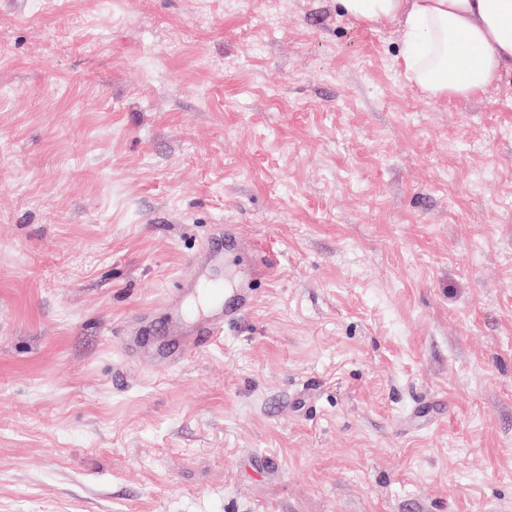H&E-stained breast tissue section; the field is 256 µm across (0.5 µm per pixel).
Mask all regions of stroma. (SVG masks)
<instances>
[{
    "instance_id": "1",
    "label": "stroma",
    "mask_w": 512,
    "mask_h": 512,
    "mask_svg": "<svg viewBox=\"0 0 512 512\" xmlns=\"http://www.w3.org/2000/svg\"><path fill=\"white\" fill-rule=\"evenodd\" d=\"M336 0H0V512H512V71L429 98ZM264 258L151 371L215 229ZM232 249H244L242 237L230 228L219 229L213 240L189 262L179 296L164 306L165 322L179 332L170 336H147L152 325L140 320L132 335L134 338L120 336L131 356L148 352L157 367H173L208 349L223 336L224 323L235 319L254 301L253 284L262 278L265 269L262 258L255 255L247 266L238 270L229 268L223 280L216 269L222 263L224 251ZM186 299H193L189 311L201 301L205 306L192 321L186 316L183 305Z\"/></svg>"
}]
</instances>
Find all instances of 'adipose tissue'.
Masks as SVG:
<instances>
[{
    "label": "adipose tissue",
    "mask_w": 512,
    "mask_h": 512,
    "mask_svg": "<svg viewBox=\"0 0 512 512\" xmlns=\"http://www.w3.org/2000/svg\"><path fill=\"white\" fill-rule=\"evenodd\" d=\"M336 7L367 27L397 24L396 63L431 99L477 95L512 70V0H336Z\"/></svg>",
    "instance_id": "adipose-tissue-1"
}]
</instances>
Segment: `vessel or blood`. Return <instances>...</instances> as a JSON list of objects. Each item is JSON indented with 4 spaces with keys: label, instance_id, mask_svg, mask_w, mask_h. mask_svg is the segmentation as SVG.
I'll use <instances>...</instances> for the list:
<instances>
[{
    "label": "vessel or blood",
    "instance_id": "vessel-or-blood-1",
    "mask_svg": "<svg viewBox=\"0 0 512 512\" xmlns=\"http://www.w3.org/2000/svg\"><path fill=\"white\" fill-rule=\"evenodd\" d=\"M243 239L232 229L217 231L212 241L195 255L184 271L178 298L166 304V322L173 335H152L149 321H139L134 337L125 339L130 355L150 353L157 367H173L208 349L224 334V325L239 315L255 298L253 285L261 279V257L240 269L219 274L225 251L242 250Z\"/></svg>",
    "mask_w": 512,
    "mask_h": 512
}]
</instances>
